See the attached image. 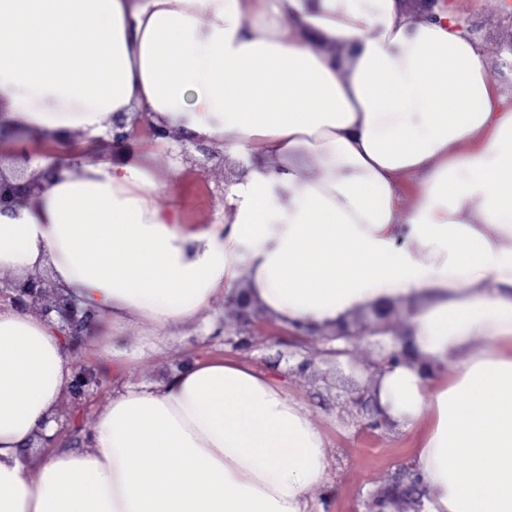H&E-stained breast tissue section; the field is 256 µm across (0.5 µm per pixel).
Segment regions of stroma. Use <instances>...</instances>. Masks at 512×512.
I'll list each match as a JSON object with an SVG mask.
<instances>
[{"instance_id":"obj_1","label":"stroma","mask_w":512,"mask_h":512,"mask_svg":"<svg viewBox=\"0 0 512 512\" xmlns=\"http://www.w3.org/2000/svg\"><path fill=\"white\" fill-rule=\"evenodd\" d=\"M453 3L485 56L492 80L512 102V0ZM138 141L143 149L154 153V175L160 187L156 201L160 206H174L184 224H210L223 218L224 184L242 175L240 163L210 142L187 139L182 151L171 155L158 151L159 137L142 134ZM26 150L67 159L71 174L78 175L87 159H118L121 146L109 137L90 139L74 131L63 143L46 136L29 137ZM412 311L411 304L395 303L385 319L387 334L382 338L359 333L364 324L375 320V312L359 311L349 318L348 330L353 334L349 347L365 369L361 376L351 375L346 364L326 354L331 330L300 334L263 314L250 326L240 322L234 305L220 297L197 320L170 323L165 329L167 345L159 353L136 361L128 371L102 360L89 340H82L78 346L66 347L65 354L74 370L94 368L100 386L81 399H67L70 421L60 428L56 445L91 453L89 434L97 417L127 379L161 382L190 359L225 355L287 380L306 414L326 432L330 467L323 484L308 493L315 512H358V494L383 493L399 466L410 464L413 438L391 432L373 436L363 431L361 425L368 416L350 404L349 398L360 390L372 391L380 351L405 337Z\"/></svg>"}]
</instances>
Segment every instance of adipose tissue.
I'll use <instances>...</instances> for the list:
<instances>
[{"label":"adipose tissue","instance_id":"1","mask_svg":"<svg viewBox=\"0 0 512 512\" xmlns=\"http://www.w3.org/2000/svg\"><path fill=\"white\" fill-rule=\"evenodd\" d=\"M121 116L249 162L223 223H172L131 143L0 208V269L49 273L127 365L243 275L288 327L412 303L377 394L390 431L416 437L423 512H512V107L454 8L416 22L401 0H0L1 123L100 138ZM140 319L139 350L119 347ZM56 328L0 305V512H312L328 438L238 359L127 381L93 454L29 455L74 376Z\"/></svg>","mask_w":512,"mask_h":512}]
</instances>
